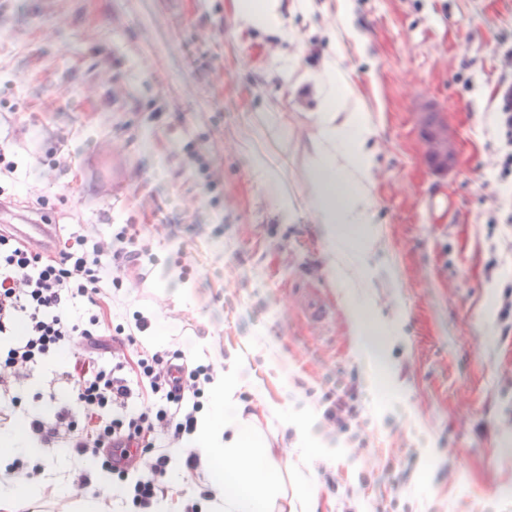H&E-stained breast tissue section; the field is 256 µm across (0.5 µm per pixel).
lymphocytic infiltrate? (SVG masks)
I'll return each mask as SVG.
<instances>
[{
  "label": "lymphocytic infiltrate",
  "instance_id": "lymphocytic-infiltrate-1",
  "mask_svg": "<svg viewBox=\"0 0 512 512\" xmlns=\"http://www.w3.org/2000/svg\"><path fill=\"white\" fill-rule=\"evenodd\" d=\"M148 242L137 233H101L84 224L79 234L59 225L52 250L35 248L0 229V421L22 408L15 389L49 358L68 357L67 391L54 399L51 419L31 417L25 436L42 448L91 455L113 477V488L134 512H148L163 494L175 462L171 451L198 429L210 385L223 372L215 362L190 363L181 350L139 349L150 319L133 324L108 318L118 288L146 282ZM91 310L82 315L74 302ZM323 417L349 443L363 442L362 409L352 389L326 392ZM140 472L128 483L129 472Z\"/></svg>",
  "mask_w": 512,
  "mask_h": 512
}]
</instances>
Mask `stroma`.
Returning a JSON list of instances; mask_svg holds the SVG:
<instances>
[{"label": "stroma", "instance_id": "stroma-1", "mask_svg": "<svg viewBox=\"0 0 512 512\" xmlns=\"http://www.w3.org/2000/svg\"><path fill=\"white\" fill-rule=\"evenodd\" d=\"M280 37L243 26L232 0H9L0 12V145L24 190L51 148L80 168L56 172L46 211L58 224L134 225L159 260L139 294L117 291L115 314L163 324L140 347L182 350L237 370L243 415L256 419L276 460L314 483L316 512H378L399 492L405 512H512V185L501 182L500 82L512 79V0H283ZM335 64L350 105L372 130V224L349 238L364 249L362 278L328 270L310 202L309 158ZM109 69L94 98L83 89ZM445 113L452 171L424 158L423 106ZM126 162L130 186L100 197L87 160L103 141ZM265 170H257L255 157ZM277 181L295 212L284 221L265 191ZM446 207L432 209L433 193ZM166 224L171 238L156 235ZM184 247L196 273L167 262ZM329 311L312 324L301 307ZM177 313H153L155 298ZM358 306L382 358L355 347ZM67 360L39 367L19 395L51 418L43 394L64 393ZM354 388L367 442L344 443L321 395ZM407 464L395 486L386 457ZM39 475L0 460V491L15 512H123L94 497L112 475L85 456L18 452ZM208 466L174 475L170 512L207 498Z\"/></svg>", "mask_w": 512, "mask_h": 512}]
</instances>
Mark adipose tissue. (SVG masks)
I'll return each mask as SVG.
<instances>
[{"instance_id": "obj_1", "label": "adipose tissue", "mask_w": 512, "mask_h": 512, "mask_svg": "<svg viewBox=\"0 0 512 512\" xmlns=\"http://www.w3.org/2000/svg\"><path fill=\"white\" fill-rule=\"evenodd\" d=\"M237 16L246 25L283 34L280 0H233ZM339 80L329 71L325 81L326 106L317 117L318 134L310 159L311 201L321 224L331 270H339L336 244L349 224L371 221L372 173L362 152L370 135L358 123L357 109L332 106ZM214 411L201 416V453L209 461L212 490L224 501V512H315L316 490L310 480L298 478L285 490L279 468L271 464L270 451L252 429L250 421L229 415L238 403L235 371L212 385Z\"/></svg>"}]
</instances>
